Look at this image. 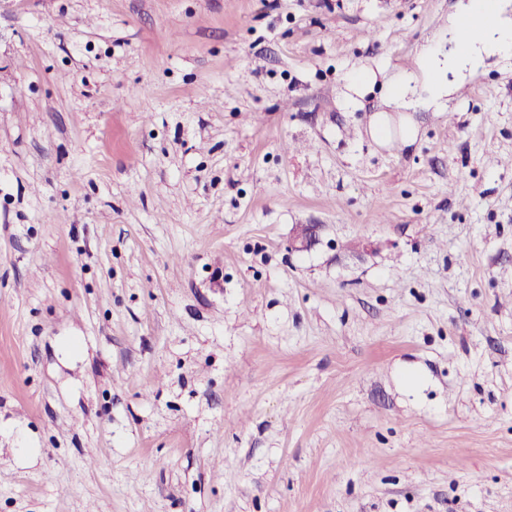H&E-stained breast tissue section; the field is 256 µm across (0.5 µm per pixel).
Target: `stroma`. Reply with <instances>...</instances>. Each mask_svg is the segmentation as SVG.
Segmentation results:
<instances>
[{
  "label": "stroma",
  "instance_id": "35a3bbf8",
  "mask_svg": "<svg viewBox=\"0 0 512 512\" xmlns=\"http://www.w3.org/2000/svg\"><path fill=\"white\" fill-rule=\"evenodd\" d=\"M457 2L0 0V512H512V60L341 98ZM386 68L382 64L363 66L357 69L349 79L343 92V99L347 105L358 106L360 99L372 91L377 84L378 76L384 75Z\"/></svg>",
  "mask_w": 512,
  "mask_h": 512
}]
</instances>
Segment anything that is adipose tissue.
<instances>
[{
	"label": "adipose tissue",
	"mask_w": 512,
	"mask_h": 512,
	"mask_svg": "<svg viewBox=\"0 0 512 512\" xmlns=\"http://www.w3.org/2000/svg\"><path fill=\"white\" fill-rule=\"evenodd\" d=\"M448 43L444 52L423 49L415 70L387 77L383 108L368 123L375 141L385 144L395 136L412 145L417 130L409 110L420 105L443 110L456 84L482 73L487 59L512 58V0H459Z\"/></svg>",
	"instance_id": "adipose-tissue-1"
}]
</instances>
